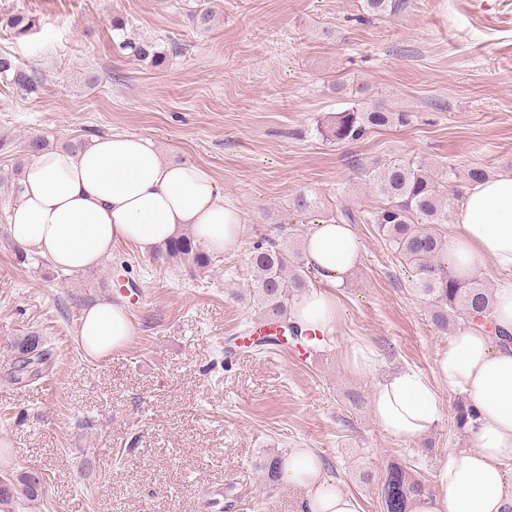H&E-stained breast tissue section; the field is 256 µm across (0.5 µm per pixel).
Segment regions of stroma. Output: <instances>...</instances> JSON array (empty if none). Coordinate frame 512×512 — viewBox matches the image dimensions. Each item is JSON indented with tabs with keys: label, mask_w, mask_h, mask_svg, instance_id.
<instances>
[{
	"label": "stroma",
	"mask_w": 512,
	"mask_h": 512,
	"mask_svg": "<svg viewBox=\"0 0 512 512\" xmlns=\"http://www.w3.org/2000/svg\"><path fill=\"white\" fill-rule=\"evenodd\" d=\"M202 8L214 15L205 30L192 21ZM18 12L31 21L22 34L6 25ZM115 15L128 33L182 52L158 67L128 58ZM0 54L35 68L42 85L30 95L0 78V477L34 469L46 479L19 512H298L299 489L261 483L255 470L297 448L315 449L363 512H383L380 479L393 463L435 490L448 451L474 445L454 425L456 393L439 388L444 416L413 443L383 432L370 405L391 372L433 377L448 347L406 287L410 268L374 225L355 224L362 259L339 291L333 338L257 353L235 339L262 317L244 295L246 257L260 241L302 242L337 205L378 208L360 165L398 156L436 173L512 172V0H411L385 17L364 0H0ZM356 103L412 121L354 143L317 133L319 118ZM112 132L208 168L242 215L241 241L194 277L122 243L66 280L17 265L11 170L27 137L62 145ZM302 191L315 212L294 210ZM123 263L138 288L126 306L133 335L88 358L77 321L85 304L116 300L108 283ZM31 332L52 363L17 384L6 346ZM356 341L376 354L365 374L345 362Z\"/></svg>",
	"instance_id": "1"
}]
</instances>
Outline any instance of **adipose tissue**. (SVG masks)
I'll list each match as a JSON object with an SVG mask.
<instances>
[{
	"label": "adipose tissue",
	"instance_id": "ef3b65f1",
	"mask_svg": "<svg viewBox=\"0 0 512 512\" xmlns=\"http://www.w3.org/2000/svg\"><path fill=\"white\" fill-rule=\"evenodd\" d=\"M10 210L12 239L53 267L76 274L99 265L114 245L150 253L190 233L211 254L239 242L243 224L213 174L193 163L163 161L142 137L117 133L86 139L79 152H41L25 167ZM303 256L319 286L291 311L302 330L320 338L336 329V292L361 257L351 225L315 224ZM448 261L468 277L493 264L504 273L493 292L492 320L512 331V172L472 183L456 209ZM133 334L126 309L98 302L77 327L87 356L102 359ZM464 394L478 411L474 445L449 452L435 474L434 493L410 512H512V344L483 330L461 327L436 361L434 379L400 370L377 382L371 404L377 425L393 438L414 442L441 420L437 386ZM281 477L301 489L299 512H363L359 499L326 478L319 455L300 448L284 460Z\"/></svg>",
	"mask_w": 512,
	"mask_h": 512
}]
</instances>
